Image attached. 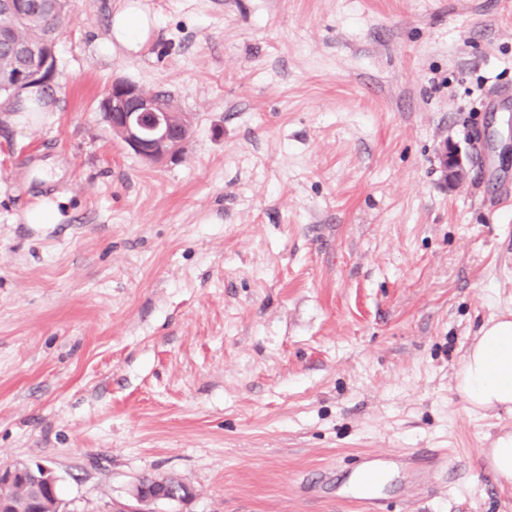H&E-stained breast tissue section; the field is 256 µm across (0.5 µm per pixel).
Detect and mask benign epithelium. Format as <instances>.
Instances as JSON below:
<instances>
[{
	"mask_svg": "<svg viewBox=\"0 0 512 512\" xmlns=\"http://www.w3.org/2000/svg\"><path fill=\"white\" fill-rule=\"evenodd\" d=\"M9 55L21 62L11 71L6 83L13 95L34 83L51 84L57 77V58L54 48L42 52L15 43ZM99 109L112 127L121 132L122 140L145 162L158 165L178 160L182 145L192 129L190 114L181 115L180 126L163 102L139 86L117 80L107 89L99 102ZM441 168L449 188L464 181L469 174L466 159L454 146L443 144L439 150ZM182 502L190 497L189 487L174 488L163 495L144 493L132 497V503L119 504L115 512H145L143 506L159 498Z\"/></svg>",
	"mask_w": 512,
	"mask_h": 512,
	"instance_id": "benign-epithelium-1",
	"label": "benign epithelium"
}]
</instances>
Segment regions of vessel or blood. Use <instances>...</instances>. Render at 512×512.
<instances>
[{"instance_id":"b4317fda","label":"vessel or blood","mask_w":512,"mask_h":512,"mask_svg":"<svg viewBox=\"0 0 512 512\" xmlns=\"http://www.w3.org/2000/svg\"><path fill=\"white\" fill-rule=\"evenodd\" d=\"M422 458V453L418 451L366 456L352 489L344 492V500L356 505L360 512H384L382 500L375 488L383 479L385 471L394 468L408 476H416Z\"/></svg>"}]
</instances>
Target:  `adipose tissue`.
<instances>
[{
    "label": "adipose tissue",
    "instance_id": "ef3b65f1",
    "mask_svg": "<svg viewBox=\"0 0 512 512\" xmlns=\"http://www.w3.org/2000/svg\"><path fill=\"white\" fill-rule=\"evenodd\" d=\"M157 28L141 0H121L110 18L105 48L133 55L143 50ZM457 388L471 408L512 406V320L486 324L470 346L457 373Z\"/></svg>",
    "mask_w": 512,
    "mask_h": 512
}]
</instances>
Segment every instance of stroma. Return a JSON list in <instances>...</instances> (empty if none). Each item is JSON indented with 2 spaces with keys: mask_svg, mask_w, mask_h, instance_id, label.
I'll use <instances>...</instances> for the list:
<instances>
[{
  "mask_svg": "<svg viewBox=\"0 0 512 512\" xmlns=\"http://www.w3.org/2000/svg\"><path fill=\"white\" fill-rule=\"evenodd\" d=\"M146 2L123 57L117 0H74L54 111L0 110V466L51 462L64 512L145 474L192 490L156 512H352L337 478L423 449L447 472L382 497L512 512L483 454L512 410L456 389L512 317V0ZM116 80L193 114L180 160L112 132ZM156 28V17L140 0H121L112 12L105 48L113 53L137 54L153 37ZM439 156L445 180L448 182V187L453 189L468 177L469 169L466 159L456 147L448 145L447 142L441 146Z\"/></svg>",
  "mask_w": 512,
  "mask_h": 512,
  "instance_id": "stroma-1",
  "label": "stroma"
}]
</instances>
